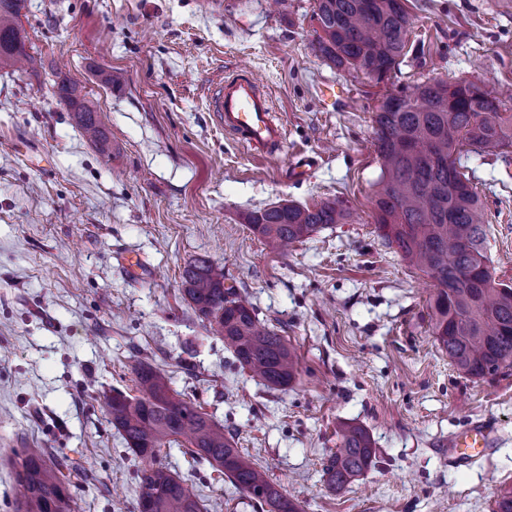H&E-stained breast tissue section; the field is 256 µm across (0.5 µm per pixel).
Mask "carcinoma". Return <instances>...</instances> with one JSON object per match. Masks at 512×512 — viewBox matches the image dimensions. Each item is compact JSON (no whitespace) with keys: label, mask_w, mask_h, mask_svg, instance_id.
Here are the masks:
<instances>
[{"label":"carcinoma","mask_w":512,"mask_h":512,"mask_svg":"<svg viewBox=\"0 0 512 512\" xmlns=\"http://www.w3.org/2000/svg\"><path fill=\"white\" fill-rule=\"evenodd\" d=\"M24 0H0V67L33 68L19 17ZM317 50L326 61L356 73L374 72L384 82L398 70L412 24L402 0H316ZM58 96L101 152L108 137L82 87L68 79ZM380 161L374 194L375 231L385 244L430 282L432 330L448 358L466 375L483 379L486 368L512 362V286L494 282L481 268L486 256L483 203L466 176L462 157L471 153L512 160V113L497 92H482L467 78L450 84L430 80L386 93L373 116ZM344 202H284L253 210L245 222L269 244L302 243L330 224H345ZM184 299L224 338L241 368L269 389L285 390L297 379L299 357L281 328L259 319L256 307L206 256L182 272ZM138 394H103V406L126 449L149 462L141 472L137 512H206L186 480L157 462L177 446L224 472L235 488L266 512H299L265 469L237 448L214 421L172 388L164 372L135 368ZM338 445L323 465L328 486L341 491L374 463L376 448L359 425L340 422ZM44 448L19 456L16 512H72L70 484Z\"/></svg>","instance_id":"carcinoma-1"}]
</instances>
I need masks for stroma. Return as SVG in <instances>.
<instances>
[{
	"label": "stroma",
	"mask_w": 512,
	"mask_h": 512,
	"mask_svg": "<svg viewBox=\"0 0 512 512\" xmlns=\"http://www.w3.org/2000/svg\"><path fill=\"white\" fill-rule=\"evenodd\" d=\"M403 3L411 40L379 84L319 56L315 0H25L42 66L0 69V512H14L16 452L47 444L77 465L74 512H136L143 464L98 395L135 393L141 362L222 423L301 512H491L512 489V367L475 380L450 364L431 332L429 281L377 236L371 204L372 116L387 89L475 76L512 92V4ZM243 69L286 129L269 156L226 133L211 107ZM63 77L84 86L113 154L58 102ZM300 162L307 172L293 177ZM466 165L489 270L510 283L512 177L493 156ZM284 200H341L351 217L282 251L244 217ZM129 252L140 274L123 265ZM196 256L283 326L300 356L288 389L242 370L183 300ZM484 417L499 424L494 452L450 464L449 436ZM341 420L369 431L377 458L333 492L323 462ZM160 460L208 512H260L207 461L179 448Z\"/></svg>",
	"instance_id": "35a3bbf8"
}]
</instances>
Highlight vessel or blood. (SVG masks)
<instances>
[{"label": "vessel or blood", "mask_w": 512, "mask_h": 512, "mask_svg": "<svg viewBox=\"0 0 512 512\" xmlns=\"http://www.w3.org/2000/svg\"><path fill=\"white\" fill-rule=\"evenodd\" d=\"M214 104L225 131L239 136L256 153L268 155L281 146L283 128L273 119L269 100L251 73L244 71L225 79ZM497 439V422L483 418L449 442L448 458L455 466H470L489 456Z\"/></svg>", "instance_id": "b4317fda"}]
</instances>
